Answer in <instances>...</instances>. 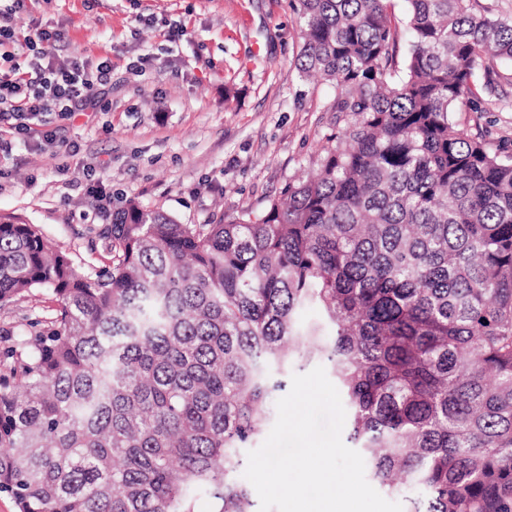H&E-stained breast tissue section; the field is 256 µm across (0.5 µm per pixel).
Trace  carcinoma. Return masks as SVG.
<instances>
[{"label": "carcinoma", "instance_id": "carcinoma-1", "mask_svg": "<svg viewBox=\"0 0 512 512\" xmlns=\"http://www.w3.org/2000/svg\"><path fill=\"white\" fill-rule=\"evenodd\" d=\"M404 2L399 62L392 0H298V73L336 83L344 127L261 214L182 224L131 202L89 273L0 216V305L57 302L0 352L19 512H197L200 491L253 512L241 449L315 359L405 512H512V152L451 119L485 61H512V21Z\"/></svg>", "mask_w": 512, "mask_h": 512}]
</instances>
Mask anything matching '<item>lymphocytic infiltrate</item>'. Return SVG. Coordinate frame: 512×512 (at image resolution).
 <instances>
[{
  "mask_svg": "<svg viewBox=\"0 0 512 512\" xmlns=\"http://www.w3.org/2000/svg\"><path fill=\"white\" fill-rule=\"evenodd\" d=\"M16 6L0 8V47L16 42L13 16ZM33 55L26 70L12 69L0 73V122L14 121L16 129L31 131L32 120L47 112L67 118L96 103L99 87L110 83L111 60L96 66L74 61L62 66L56 61L58 36L39 24H32L31 32L22 38Z\"/></svg>",
  "mask_w": 512,
  "mask_h": 512,
  "instance_id": "f902f5d3",
  "label": "lymphocytic infiltrate"
}]
</instances>
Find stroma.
Instances as JSON below:
<instances>
[{
    "mask_svg": "<svg viewBox=\"0 0 512 512\" xmlns=\"http://www.w3.org/2000/svg\"><path fill=\"white\" fill-rule=\"evenodd\" d=\"M298 0H24L30 23L57 31L60 59L112 62L97 104L65 121L66 148L0 124V215L21 217L85 272L109 263L104 235L128 201L184 224L262 212L314 169L333 128L336 87L300 77ZM185 35H172L176 25ZM151 65L138 69L142 57ZM452 114L472 137L512 149V63ZM53 295L0 307V348L47 326Z\"/></svg>",
    "mask_w": 512,
    "mask_h": 512,
    "instance_id": "1",
    "label": "stroma"
}]
</instances>
